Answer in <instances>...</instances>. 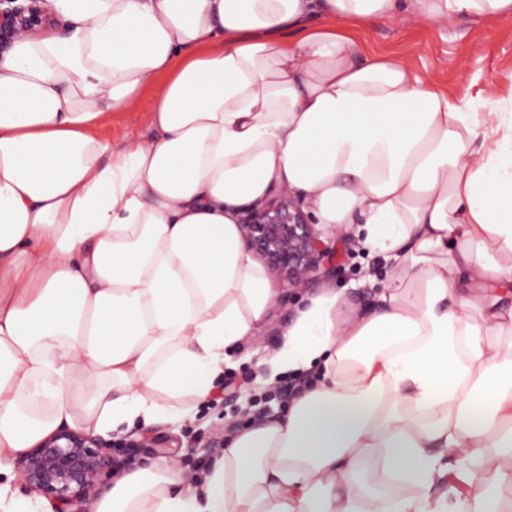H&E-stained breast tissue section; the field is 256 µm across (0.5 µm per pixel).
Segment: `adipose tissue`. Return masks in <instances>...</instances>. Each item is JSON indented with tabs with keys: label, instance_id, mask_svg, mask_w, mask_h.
<instances>
[{
	"label": "adipose tissue",
	"instance_id": "adipose-tissue-1",
	"mask_svg": "<svg viewBox=\"0 0 512 512\" xmlns=\"http://www.w3.org/2000/svg\"><path fill=\"white\" fill-rule=\"evenodd\" d=\"M0 59V475L53 430L173 422L275 301L237 213L295 190L390 265L313 296L272 373L319 365L202 482L127 473L94 512H512V93L481 108L349 25L512 0H53ZM153 91L147 140L98 136Z\"/></svg>",
	"mask_w": 512,
	"mask_h": 512
}]
</instances>
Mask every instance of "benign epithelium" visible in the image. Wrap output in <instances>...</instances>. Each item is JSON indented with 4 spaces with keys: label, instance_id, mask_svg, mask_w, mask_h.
<instances>
[{
    "label": "benign epithelium",
    "instance_id": "obj_1",
    "mask_svg": "<svg viewBox=\"0 0 512 512\" xmlns=\"http://www.w3.org/2000/svg\"><path fill=\"white\" fill-rule=\"evenodd\" d=\"M71 24L49 0H0V56L22 37L69 32ZM243 240L288 292L336 277V249L303 209V200L283 190L243 207L239 220ZM117 463L104 442L68 429H57L20 458L21 476L33 491L47 498L53 512H91Z\"/></svg>",
    "mask_w": 512,
    "mask_h": 512
}]
</instances>
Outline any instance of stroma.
I'll return each mask as SVG.
<instances>
[{
  "label": "stroma",
  "instance_id": "35a3bbf8",
  "mask_svg": "<svg viewBox=\"0 0 512 512\" xmlns=\"http://www.w3.org/2000/svg\"><path fill=\"white\" fill-rule=\"evenodd\" d=\"M352 35L365 54L405 58L451 98L475 102L491 87L504 94L512 92V19L430 24L407 12L397 21L377 20L353 29ZM151 103V96L146 93L135 108L113 113L99 128V136L116 146L127 136L151 138L147 118ZM337 261L335 279L293 296L286 289H278L276 300L256 335L228 352L224 371L243 384L236 405L225 404L223 396L218 395L200 405L194 416L180 422L123 429L112 435L113 454H123L125 437L139 439L147 435L162 443L165 457L178 458L185 476L200 479L221 456L224 437L219 429L224 423L248 424V411L254 404L266 409L269 417L282 414L287 404L274 399L275 386L266 380L265 360L281 348L290 314L298 312L308 298L329 288L345 291L353 311L369 309L376 301L379 283L385 278L384 259L363 249L355 229H348L346 237L338 238Z\"/></svg>",
  "mask_w": 512,
  "mask_h": 512
}]
</instances>
